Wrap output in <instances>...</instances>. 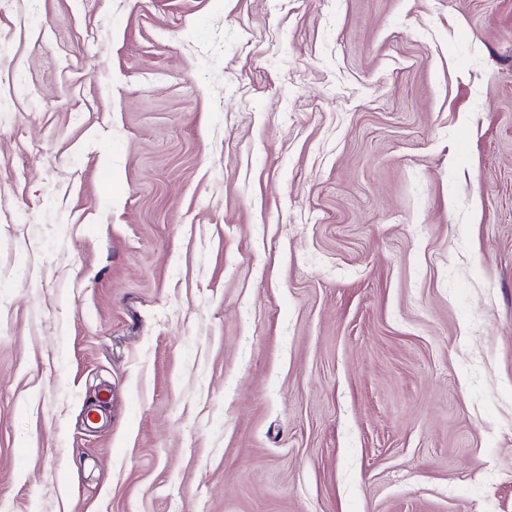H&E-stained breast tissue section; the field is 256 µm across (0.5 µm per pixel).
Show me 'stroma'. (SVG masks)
<instances>
[{"mask_svg":"<svg viewBox=\"0 0 512 512\" xmlns=\"http://www.w3.org/2000/svg\"><path fill=\"white\" fill-rule=\"evenodd\" d=\"M7 512H512V0H12Z\"/></svg>","mask_w":512,"mask_h":512,"instance_id":"1","label":"stroma"}]
</instances>
